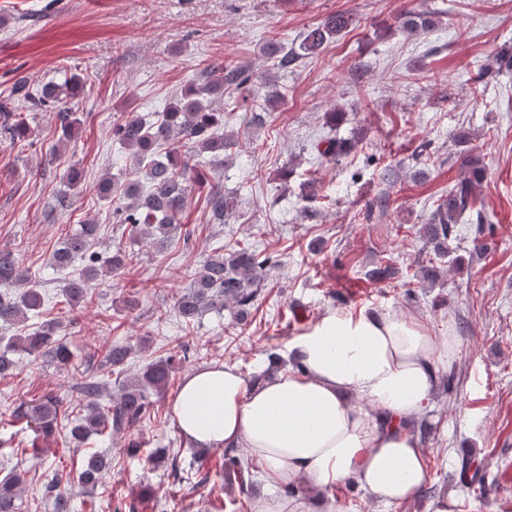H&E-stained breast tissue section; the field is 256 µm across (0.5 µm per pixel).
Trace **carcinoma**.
I'll use <instances>...</instances> for the list:
<instances>
[{
    "mask_svg": "<svg viewBox=\"0 0 512 512\" xmlns=\"http://www.w3.org/2000/svg\"><path fill=\"white\" fill-rule=\"evenodd\" d=\"M435 12L409 13L402 24L409 31H429L438 26ZM352 24V18L344 13L328 16L322 23L309 29L300 45L307 54H313L330 40L339 37ZM262 53L278 61L282 69L293 63L297 54L285 50L281 43L267 42ZM252 79V72L245 67H226L222 63L205 69L203 80L197 86L185 89L170 103L166 112L152 123L144 121L135 110H130L123 120L112 127V137L123 148L132 151L137 164L145 168L144 174L149 189H144L140 179L131 178L121 186L125 203L113 212L114 223L124 224L129 236L147 241L158 250L168 246L172 235L182 231L177 217L186 207L188 189L186 176L190 172V157L181 148L190 145L196 154L214 153L231 157L240 142L233 134L224 136L216 133L224 121L223 110L214 107L224 99V86L246 87ZM80 91L78 78L73 76L62 84H51L35 91L20 84L15 92L23 93L28 107L33 111H46L60 104H68ZM63 135L72 137L81 124L76 113L65 110L57 112ZM25 139L32 135L30 129L14 119L8 103H0V137ZM315 149L318 155L328 161L336 160L349 147L336 142L334 138L319 141ZM464 176L439 197L426 224L419 235L425 247L437 257L448 255V235L453 225L465 216L475 217L476 191L485 177V165L478 155L467 154L462 161ZM209 211L218 220L236 212V198L215 186L208 193ZM98 225L86 223L79 232L66 236L54 252L57 268L69 267L73 259L85 258L88 265L76 278H64L60 292L67 304L74 308L87 301L89 285L102 274L121 276L133 266L139 254L132 249L118 247L105 262H100L97 253L89 250L90 243L97 237ZM277 265L274 255L261 252L249 245L225 247L217 242L210 249L190 286L176 299L175 310L185 325H190L209 310H227L234 321L243 324L248 321L260 288L270 268ZM399 271L391 263L380 262L368 271L374 281L393 280ZM44 297L37 284L20 268L12 252L0 250V324L13 326L27 319V314H41ZM59 323L46 321L23 336H13L0 348V376L13 373L18 366L15 354L42 356L61 367L67 366L72 353L63 340L57 338ZM133 347L127 343H115L108 349L105 360L112 370L123 373L132 354ZM175 357L168 356L144 365L124 381L119 393L107 398V383L94 375L81 382L78 391L84 404L80 407L69 431V440L81 443L91 435L107 440L114 433L129 431L151 417L153 401L150 395H161L167 391L175 371ZM60 401L46 398L30 407L18 405L12 413L13 422L35 425V430L44 438L54 435ZM194 489H206L210 481V469L203 461L192 464ZM222 469L236 474L242 492L251 487V473L244 468L241 456L235 451L224 453ZM112 470V457L94 453L66 479L53 474L45 486L52 500L55 512H70L71 496L68 487L72 483L86 488L101 484ZM26 471L14 467L0 478V512H17V500L25 485Z\"/></svg>",
    "mask_w": 512,
    "mask_h": 512,
    "instance_id": "cac0c4a2",
    "label": "carcinoma"
}]
</instances>
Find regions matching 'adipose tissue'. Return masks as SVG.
Instances as JSON below:
<instances>
[{
	"label": "adipose tissue",
	"mask_w": 512,
	"mask_h": 512,
	"mask_svg": "<svg viewBox=\"0 0 512 512\" xmlns=\"http://www.w3.org/2000/svg\"><path fill=\"white\" fill-rule=\"evenodd\" d=\"M458 353L457 336L418 316L331 309L289 342L288 367L256 379L226 363L193 371L173 410L185 439L247 449L263 467L272 490L254 512H344L332 489L348 479L399 503L428 481L413 425ZM286 483L303 489L277 495Z\"/></svg>",
	"instance_id": "obj_1"
}]
</instances>
